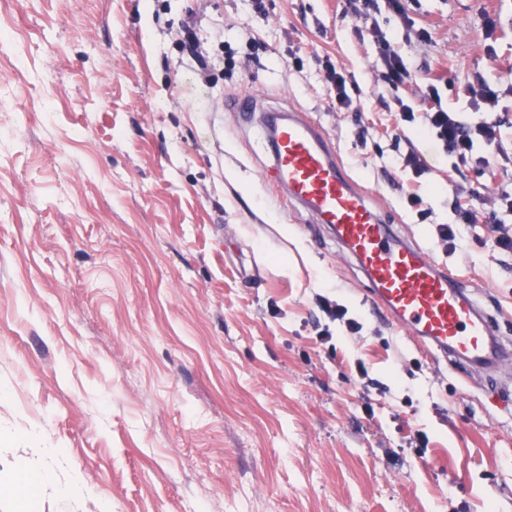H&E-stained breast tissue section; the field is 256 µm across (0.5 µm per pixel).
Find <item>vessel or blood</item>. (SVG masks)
Listing matches in <instances>:
<instances>
[{"instance_id":"b4317fda","label":"vessel or blood","mask_w":512,"mask_h":512,"mask_svg":"<svg viewBox=\"0 0 512 512\" xmlns=\"http://www.w3.org/2000/svg\"><path fill=\"white\" fill-rule=\"evenodd\" d=\"M232 110L245 124L261 119L274 187L316 223L331 227L338 245L369 278L380 318L426 350L452 355L469 367L512 362V349L498 338L491 317L466 295L462 277L382 220L312 120L294 111L256 117L257 102L249 94L239 95Z\"/></svg>"}]
</instances>
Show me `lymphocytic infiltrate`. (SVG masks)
Listing matches in <instances>:
<instances>
[{
  "instance_id": "f902f5d3",
  "label": "lymphocytic infiltrate",
  "mask_w": 512,
  "mask_h": 512,
  "mask_svg": "<svg viewBox=\"0 0 512 512\" xmlns=\"http://www.w3.org/2000/svg\"><path fill=\"white\" fill-rule=\"evenodd\" d=\"M370 36L381 66L379 79L384 88L378 100L394 116L393 138L402 139L405 129L411 126L429 136L456 162L474 166L483 173L493 170L503 153V122L496 113L500 99L498 85L482 78L458 80L448 77L420 81L417 70L406 63L398 37L377 25L372 26ZM419 83L424 86L423 105L416 108L405 103L401 92ZM447 90L453 91L456 97L467 99L480 112V119L462 121L459 113L442 101Z\"/></svg>"
}]
</instances>
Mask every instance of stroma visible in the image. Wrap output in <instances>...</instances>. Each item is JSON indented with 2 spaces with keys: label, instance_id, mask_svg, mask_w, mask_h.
<instances>
[{
  "label": "stroma",
  "instance_id": "35a3bbf8",
  "mask_svg": "<svg viewBox=\"0 0 512 512\" xmlns=\"http://www.w3.org/2000/svg\"><path fill=\"white\" fill-rule=\"evenodd\" d=\"M410 16L411 66L504 87L495 177L388 136L370 23L343 0H0V512H512V368L423 352L376 318L328 228L273 189L261 128L224 109L248 92L307 114L512 344V255L450 210L512 183V0ZM328 61L359 111H336ZM411 142L419 179L388 163ZM32 448L56 449L53 477L20 499ZM74 473L84 497L63 492Z\"/></svg>",
  "mask_w": 512,
  "mask_h": 512
}]
</instances>
